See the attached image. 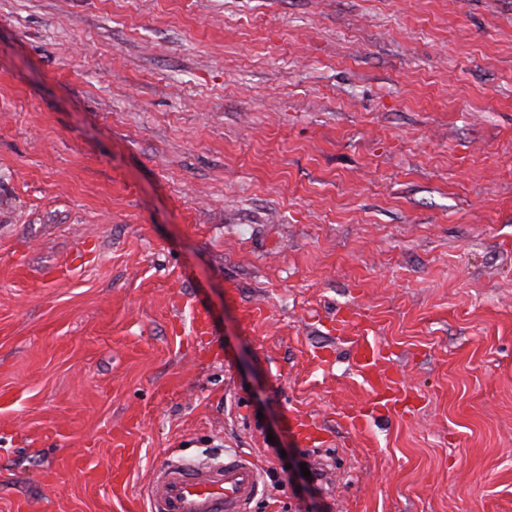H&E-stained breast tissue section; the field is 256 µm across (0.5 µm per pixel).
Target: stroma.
Listing matches in <instances>:
<instances>
[{"label":"stroma","mask_w":512,"mask_h":512,"mask_svg":"<svg viewBox=\"0 0 512 512\" xmlns=\"http://www.w3.org/2000/svg\"><path fill=\"white\" fill-rule=\"evenodd\" d=\"M349 313L414 396L359 433ZM116 448L131 512L228 452L512 512V0H0V512H116ZM294 428L297 437L306 444L323 442L322 428L316 417L301 415L294 419ZM80 473L87 482L101 483L109 487H112V485H121L126 480L123 469L112 464H109L104 470L98 471H94V469L84 470L81 468Z\"/></svg>","instance_id":"obj_1"}]
</instances>
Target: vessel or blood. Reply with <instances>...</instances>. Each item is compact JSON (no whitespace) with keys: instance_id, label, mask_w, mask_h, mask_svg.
I'll use <instances>...</instances> for the list:
<instances>
[{"instance_id":"vessel-or-blood-1","label":"vessel or blood","mask_w":512,"mask_h":512,"mask_svg":"<svg viewBox=\"0 0 512 512\" xmlns=\"http://www.w3.org/2000/svg\"><path fill=\"white\" fill-rule=\"evenodd\" d=\"M350 341L352 360L370 394L363 410L345 417L348 426L356 428L366 416L382 417L407 404L409 395L403 381L380 369L383 350L365 330H357ZM294 428L304 443L313 444L323 438L314 416L296 417ZM83 476L88 482L108 486L121 485L125 480L123 469L112 464L98 471L84 470ZM261 482L258 464L241 455L193 465L171 460L158 468L148 483V512H248L260 493Z\"/></svg>"}]
</instances>
